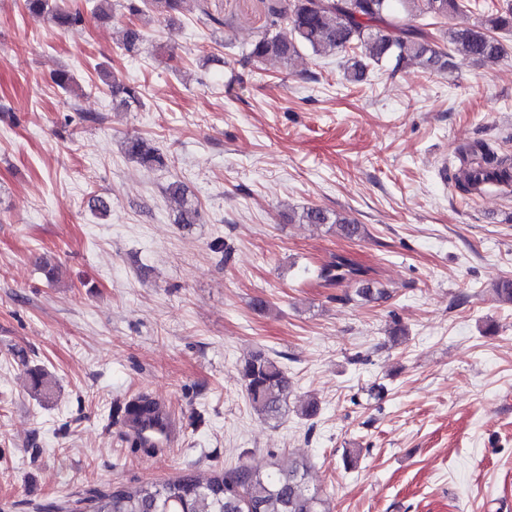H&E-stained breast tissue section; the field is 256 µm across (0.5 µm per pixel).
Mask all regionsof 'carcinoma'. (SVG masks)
Returning <instances> with one entry per match:
<instances>
[{
    "label": "carcinoma",
    "instance_id": "obj_1",
    "mask_svg": "<svg viewBox=\"0 0 512 512\" xmlns=\"http://www.w3.org/2000/svg\"><path fill=\"white\" fill-rule=\"evenodd\" d=\"M200 8L199 0H96L95 12L115 10L129 16L132 23L122 30L121 49L128 55L139 52L144 40L142 26L135 21L149 14L182 15ZM265 28L239 64L258 65L269 60L291 64L307 50L316 56L353 52L343 64L348 77L361 80L369 65L387 63L392 71L417 66L426 72H439L447 66L446 54L438 42L448 43L449 50L481 66L498 64L505 56L504 45L496 33L512 30V0H500L494 11L472 26L434 32L428 29L449 16L464 11L463 0H265ZM25 9L34 19L49 20L60 27L74 29L85 24L82 11L72 9L63 0H25ZM112 98L130 108L141 105L138 87L118 78L107 83ZM126 153L136 162L151 167L163 164L152 143L140 136L126 141ZM512 178V157L500 155L487 145L475 143L462 150V164L455 183L462 191L474 194L487 185L490 176ZM169 199L179 208L180 224H194L198 206L185 198L178 183L168 187ZM307 224L333 223L341 236L355 239L364 236L365 227L341 214L330 219L318 207L307 208L302 215ZM362 275L349 259L338 256L323 265L318 276L329 284ZM241 379L251 407L266 420L281 418L287 406L291 384L277 360L257 351L240 368ZM124 414L146 424L162 416L160 404L141 394L130 400ZM305 460L288 457V461L266 470L239 465L215 470L201 479L190 472L155 484L121 485L102 492L75 507L77 512H328L322 493L309 486Z\"/></svg>",
    "mask_w": 512,
    "mask_h": 512
}]
</instances>
